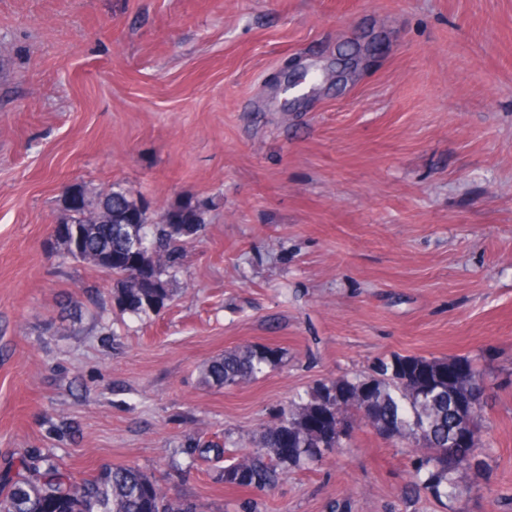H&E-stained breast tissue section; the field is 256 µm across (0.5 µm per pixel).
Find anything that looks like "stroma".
Masks as SVG:
<instances>
[{
  "mask_svg": "<svg viewBox=\"0 0 512 512\" xmlns=\"http://www.w3.org/2000/svg\"><path fill=\"white\" fill-rule=\"evenodd\" d=\"M111 184L206 224L159 311L47 248ZM255 344L282 362L203 379ZM394 355L485 367L492 495L410 493L367 427L265 491L179 448ZM31 448L203 512H512V0H0V480ZM282 360L281 352L266 346H245L224 351L201 367L204 379L211 385L227 388L257 380L266 369Z\"/></svg>",
  "mask_w": 512,
  "mask_h": 512,
  "instance_id": "stroma-1",
  "label": "stroma"
}]
</instances>
